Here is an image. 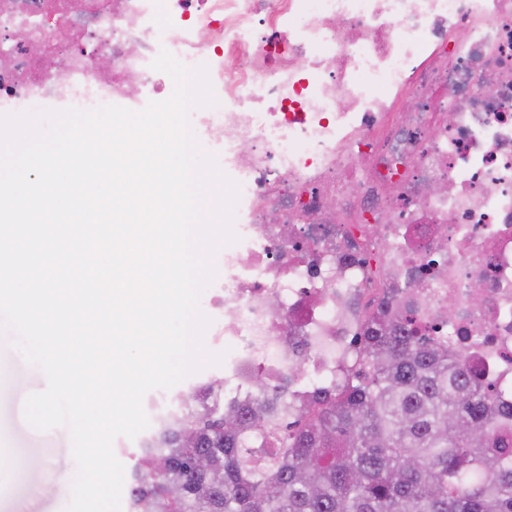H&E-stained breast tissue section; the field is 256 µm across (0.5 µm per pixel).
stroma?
I'll list each match as a JSON object with an SVG mask.
<instances>
[{"label":"stroma","mask_w":512,"mask_h":512,"mask_svg":"<svg viewBox=\"0 0 512 512\" xmlns=\"http://www.w3.org/2000/svg\"><path fill=\"white\" fill-rule=\"evenodd\" d=\"M45 387L42 370L0 338V512H65L70 500L77 465L68 428L41 432L24 419L27 396ZM31 455L44 459L42 469L24 467Z\"/></svg>","instance_id":"obj_1"}]
</instances>
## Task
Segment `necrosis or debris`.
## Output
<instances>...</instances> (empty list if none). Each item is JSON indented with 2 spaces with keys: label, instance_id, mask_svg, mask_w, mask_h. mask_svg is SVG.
<instances>
[{
  "label": "necrosis or debris",
  "instance_id": "4bbe7bcc",
  "mask_svg": "<svg viewBox=\"0 0 512 512\" xmlns=\"http://www.w3.org/2000/svg\"><path fill=\"white\" fill-rule=\"evenodd\" d=\"M163 50L207 64L192 127L241 188L200 301L231 397L334 384L397 316L512 403V0H0V112L142 110Z\"/></svg>",
  "mask_w": 512,
  "mask_h": 512
}]
</instances>
